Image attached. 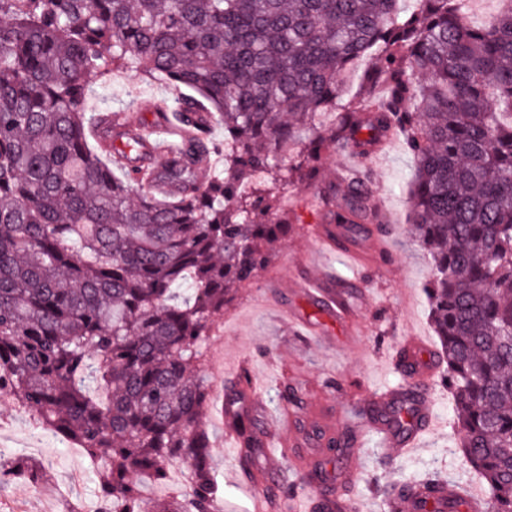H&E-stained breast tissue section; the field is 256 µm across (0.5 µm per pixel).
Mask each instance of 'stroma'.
<instances>
[{"label":"stroma","mask_w":512,"mask_h":512,"mask_svg":"<svg viewBox=\"0 0 512 512\" xmlns=\"http://www.w3.org/2000/svg\"><path fill=\"white\" fill-rule=\"evenodd\" d=\"M176 95L172 87L119 71L108 82H92L89 104L109 110L135 98ZM370 171L390 227L389 251L381 255L369 251L357 259L339 251L320 252L337 278L356 287L351 305L358 315V342H346L315 303L300 297L284 281V255L300 258L318 252L311 230L325 218L322 209L301 206V199L313 193L302 185L282 197L284 209L297 218L287 240L277 244L272 264L239 291L208 342L212 353L224 357L223 365L206 372L212 396H219L240 373H247L261 385L262 401L253 412L258 423L278 416L277 394L290 387L300 399L295 413L302 437L330 423L337 432H351L354 422L366 419L368 398L399 383L395 354L404 338L416 335L429 344L437 342L424 290L428 258L409 231L413 161L402 137H395L372 159ZM432 400L441 426L426 435L417 453L389 465L375 438L366 436L365 473L348 486L364 512H388L382 489L398 480L415 483L437 473L463 485L480 484V476L461 452L452 396L442 383L434 384ZM207 431L224 512H250V493L239 481L237 451L224 444L218 410H211ZM21 454L42 463L53 480L43 488L23 482L1 488L0 512H64L69 504L91 512L98 486L80 449L62 444L50 431L32 427L24 416L14 414L10 401L0 402V457Z\"/></svg>","instance_id":"1"}]
</instances>
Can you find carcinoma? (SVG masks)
I'll list each match as a JSON object with an SVG mask.
<instances>
[{"label": "carcinoma", "instance_id": "obj_1", "mask_svg": "<svg viewBox=\"0 0 512 512\" xmlns=\"http://www.w3.org/2000/svg\"><path fill=\"white\" fill-rule=\"evenodd\" d=\"M402 2L0 0V389L98 466L94 512H217L202 427L215 324L288 236V186H316L353 235L386 231L365 171L317 177L327 153L364 159L394 131L414 162L440 381L493 512H512V0L481 25L466 0ZM118 70L189 91L156 113L181 130L146 173L161 193L115 173L114 156H146L136 102L89 108L90 79ZM235 426L247 468L256 423ZM317 435L339 463L349 442ZM175 459L183 488L145 508V481L167 483ZM21 478L50 481L34 458L0 459V488Z\"/></svg>", "mask_w": 512, "mask_h": 512}]
</instances>
